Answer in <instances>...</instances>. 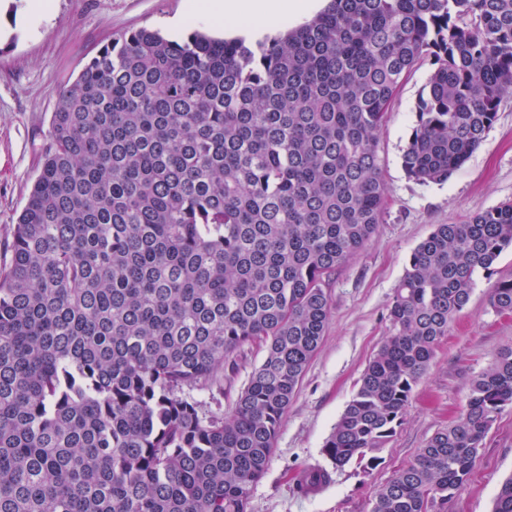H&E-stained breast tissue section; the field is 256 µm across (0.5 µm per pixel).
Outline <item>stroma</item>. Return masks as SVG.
I'll use <instances>...</instances> for the list:
<instances>
[{
	"mask_svg": "<svg viewBox=\"0 0 512 512\" xmlns=\"http://www.w3.org/2000/svg\"><path fill=\"white\" fill-rule=\"evenodd\" d=\"M183 0H50L36 14L30 0H0V264L37 176L59 94L106 43L139 28L179 39L191 29L213 33L202 16L182 17ZM431 67L421 64L402 81L379 136L387 200L381 224L366 247L336 274L331 319L298 392L283 417L263 478L254 485L249 512H370L376 490L414 457L418 448L461 413L469 385L512 346V317L488 305L493 279L512 275V248L478 275L471 299L414 389L402 425L372 476L352 468L333 471L318 494L302 493L303 469L329 468L323 445L356 389L369 360L391 332L388 309L412 251L439 224H460L475 213L512 202V93L500 104L482 144L445 184L409 179L401 155L414 109ZM263 351L244 349L224 370L223 393L194 391L212 413L229 412ZM512 477V406L487 433L470 479L447 512H491L501 483Z\"/></svg>",
	"mask_w": 512,
	"mask_h": 512,
	"instance_id": "stroma-1",
	"label": "stroma"
}]
</instances>
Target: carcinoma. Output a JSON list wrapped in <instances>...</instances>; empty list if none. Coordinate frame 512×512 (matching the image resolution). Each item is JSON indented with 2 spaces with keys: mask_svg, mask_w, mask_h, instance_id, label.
Instances as JSON below:
<instances>
[{
  "mask_svg": "<svg viewBox=\"0 0 512 512\" xmlns=\"http://www.w3.org/2000/svg\"><path fill=\"white\" fill-rule=\"evenodd\" d=\"M430 59L402 155L445 183L512 92V0H330L248 44L132 30L59 95L0 268V512H248L323 340L329 285L381 223L378 132ZM512 247V203L438 224L392 332L325 442L371 475L476 276ZM489 306L512 315V279ZM265 352L230 414L187 395ZM512 405V346L370 512H446ZM492 512H512V478Z\"/></svg>",
  "mask_w": 512,
  "mask_h": 512,
  "instance_id": "1",
  "label": "carcinoma"
}]
</instances>
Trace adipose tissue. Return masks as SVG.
<instances>
[{"instance_id":"adipose-tissue-1","label":"adipose tissue","mask_w":512,"mask_h":512,"mask_svg":"<svg viewBox=\"0 0 512 512\" xmlns=\"http://www.w3.org/2000/svg\"><path fill=\"white\" fill-rule=\"evenodd\" d=\"M315 0H186V11L215 24H231L241 36L252 37L271 26L302 18Z\"/></svg>"}]
</instances>
